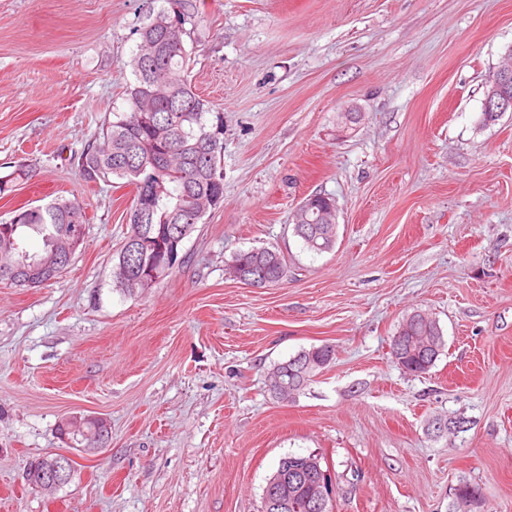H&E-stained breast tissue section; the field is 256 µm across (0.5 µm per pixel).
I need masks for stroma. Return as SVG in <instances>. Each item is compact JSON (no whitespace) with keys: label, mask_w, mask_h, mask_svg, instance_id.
I'll return each instance as SVG.
<instances>
[{"label":"stroma","mask_w":512,"mask_h":512,"mask_svg":"<svg viewBox=\"0 0 512 512\" xmlns=\"http://www.w3.org/2000/svg\"><path fill=\"white\" fill-rule=\"evenodd\" d=\"M166 5L0 0V163L32 170L0 222L59 197L88 218L61 278L0 283V512H261L288 453L331 469L335 512H450L462 482L477 512H512V112L478 124L512 0H203L186 44L224 114V202L126 295L112 256L136 189L70 158L127 111L134 30ZM315 193L336 200L322 255L292 234ZM256 247L288 257L281 284L233 277ZM416 310L446 341L421 376L390 355ZM324 344L330 365L275 399V365ZM75 413L106 419L108 446L58 489L27 484Z\"/></svg>","instance_id":"35a3bbf8"}]
</instances>
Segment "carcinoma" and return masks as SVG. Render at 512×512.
<instances>
[{"label": "carcinoma", "instance_id": "cac0c4a2", "mask_svg": "<svg viewBox=\"0 0 512 512\" xmlns=\"http://www.w3.org/2000/svg\"><path fill=\"white\" fill-rule=\"evenodd\" d=\"M172 11L147 17L138 29L137 52L131 60L134 83L126 88L129 109L102 129L101 135L74 157L87 182L123 180L137 189L128 213L129 231L120 249L112 274L115 287L133 292V270L147 265L161 267L160 278L168 276L166 265L182 263V243L171 245L159 255L147 241L177 227L190 234L202 221L198 213L209 200L224 202V175L221 171L224 116L213 112L210 103L196 94L188 81L191 52L184 36L186 25H195L199 16L197 0H169ZM11 172L0 176V193L28 179L29 169L13 161L0 165ZM313 203L298 208L294 235L315 254L336 245V205L325 194L311 196ZM147 219L136 220L137 211ZM88 219L75 201L56 199L46 205L21 207L10 222V234L0 230V282L22 288H36L56 280L68 268L53 255L54 241ZM41 237L42 248L30 252L25 247L30 234ZM28 264V272L14 269ZM230 269L245 281L255 277L261 287L281 283L288 276V262L279 251L267 247L237 252ZM404 336L402 351L391 349L393 361L405 372H430L445 348L438 323L415 311L399 327ZM335 349L321 345L297 354V374L288 390L274 393L284 402L296 396L333 360ZM479 500V490L468 484L457 485L454 512Z\"/></svg>", "mask_w": 512, "mask_h": 512}]
</instances>
